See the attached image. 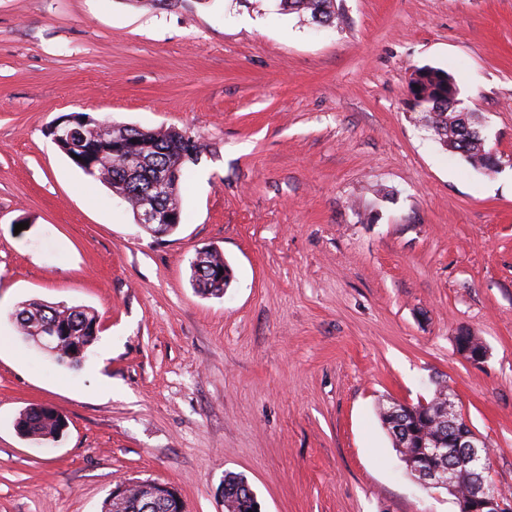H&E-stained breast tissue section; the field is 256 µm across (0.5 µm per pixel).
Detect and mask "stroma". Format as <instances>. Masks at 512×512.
Returning a JSON list of instances; mask_svg holds the SVG:
<instances>
[{"instance_id": "1", "label": "stroma", "mask_w": 512, "mask_h": 512, "mask_svg": "<svg viewBox=\"0 0 512 512\" xmlns=\"http://www.w3.org/2000/svg\"><path fill=\"white\" fill-rule=\"evenodd\" d=\"M341 12L318 31L277 0H0V512H100L134 481L224 512L228 472L261 512H455L379 419L438 387L512 493V0ZM423 65L455 76L498 173L434 142L409 103ZM72 113L200 145L175 233L58 149ZM207 246L219 298L191 282ZM29 300L95 311L80 367L22 340ZM32 404L65 417L59 442L18 434ZM191 269L197 290L203 295H215L214 291L208 288V284L213 286L216 281H224V279V286L229 284L230 269L224 262L223 254L217 250L202 248L197 251ZM220 270H223V274H220ZM209 279L211 280L209 281ZM457 353L466 362L473 366H479L485 362L488 350L478 336L461 330L454 336Z\"/></svg>"}]
</instances>
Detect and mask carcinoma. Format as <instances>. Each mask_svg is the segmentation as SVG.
Masks as SVG:
<instances>
[{
	"mask_svg": "<svg viewBox=\"0 0 512 512\" xmlns=\"http://www.w3.org/2000/svg\"><path fill=\"white\" fill-rule=\"evenodd\" d=\"M279 6L285 12L308 16L320 27H331L339 19L336 0H279ZM450 86L459 90L454 76L447 70L432 66L417 67L408 84L409 98L413 107L421 112L435 140L444 138L453 142L458 156L473 168L495 172L497 164L489 157V151L464 133L465 126H474L475 118L470 112H461L460 106L456 105V98L448 94ZM130 133L144 143H152V147L146 151L147 162L143 166L130 170L113 160L112 135L105 133L88 139L91 146L88 161L93 163V170L85 169L83 173L100 181L113 193L133 195L138 202L151 197L159 207L167 208L177 214V218H182L180 196L183 179L170 183L161 198L152 196L147 188L154 177L155 168L178 163L177 142L183 139V135L172 129L155 132L132 128ZM191 269L197 290L203 295L214 294L210 285L218 280L229 284L230 269L224 262L223 254L217 250L202 248L197 251ZM18 317L22 319L19 331L23 337L32 335L48 320L56 322L60 342L57 351L49 354V357L59 365L70 368L80 366L97 339V316L87 307L65 302L49 305L31 301L18 306L11 313V318ZM406 419L405 449L398 448L396 453L405 454L413 459L415 465L422 466L424 462L418 459L419 445L426 432L420 408L412 406L406 412ZM15 426L22 437L50 444L62 435L65 421L54 410L33 404L19 413ZM224 485L227 489L224 493L225 512H261V508L257 507L259 501L240 487L238 474L225 473ZM174 495L175 492L165 483L147 482L129 488L127 494L116 501L107 497L102 512H141V505L148 498L160 502L158 512H171L170 504Z\"/></svg>",
	"mask_w": 512,
	"mask_h": 512,
	"instance_id": "carcinoma-1",
	"label": "carcinoma"
}]
</instances>
